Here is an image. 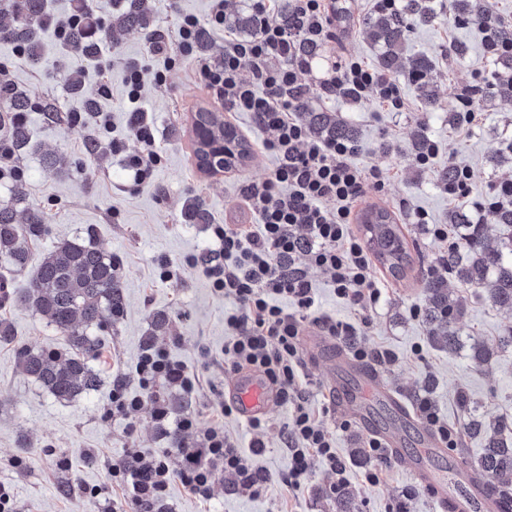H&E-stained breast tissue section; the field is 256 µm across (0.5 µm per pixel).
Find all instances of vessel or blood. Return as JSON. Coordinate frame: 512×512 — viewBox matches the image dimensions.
<instances>
[{"label":"vessel or blood","instance_id":"obj_1","mask_svg":"<svg viewBox=\"0 0 512 512\" xmlns=\"http://www.w3.org/2000/svg\"><path fill=\"white\" fill-rule=\"evenodd\" d=\"M328 385L337 396L338 406L361 425L376 428L372 417L374 407L388 408L393 421L376 428L394 459L405 461L411 474L430 490L440 512H512V502L490 493L487 480L460 465L444 444L428 429L417 431L415 443H408L403 428L411 414L403 401L379 379L375 369L339 354L333 361ZM229 395L239 408V415L249 419L267 414L271 396L255 373L240 375L229 387ZM448 463L447 475H440L435 463Z\"/></svg>","mask_w":512,"mask_h":512}]
</instances>
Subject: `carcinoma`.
Wrapping results in <instances>:
<instances>
[{
  "instance_id": "1",
  "label": "carcinoma",
  "mask_w": 512,
  "mask_h": 512,
  "mask_svg": "<svg viewBox=\"0 0 512 512\" xmlns=\"http://www.w3.org/2000/svg\"><path fill=\"white\" fill-rule=\"evenodd\" d=\"M453 8L457 22L482 26L498 44L512 43V30L476 0H454ZM78 13L81 22L69 31L63 45L72 54L96 60L100 41L90 0H79ZM0 16L5 18L0 24V41L20 46L32 64H39L43 56L41 31L52 23L46 0H0ZM434 19L430 0H403L393 11L380 9L369 17L366 32L374 44L383 48L378 56L380 71L390 73L402 69L401 55L412 24H430ZM151 26L146 0H125L122 12L108 23L110 30L115 27L147 30ZM431 72L428 59L422 56L409 59V78L429 104L434 101L429 83ZM486 89L495 97L512 99V76L499 73ZM486 89L477 87L473 93L482 94ZM31 107L30 94L0 81V121L8 129L14 150H24L30 145L29 130L18 116ZM302 119L318 137L349 142L357 139L356 130L330 110L304 112ZM195 125L202 133L211 129L228 133L207 109L196 113ZM25 197L23 184L18 183L12 197L0 202V267L15 272L25 269L31 245L45 232V217L40 209L34 206L18 209ZM448 221L462 227L463 232L456 246L438 258L436 269L425 282L424 322L432 345L452 353L466 347L471 362L480 366L489 361L496 348L512 345V328L495 343L479 338L464 341L460 328L464 308L450 296L448 279L464 287L481 288L492 306L512 311V205L494 210V222L509 230L507 236L494 241L486 234L485 225L471 223L463 212H449ZM366 230L383 265L396 275L402 274L410 256L400 225L382 214L366 225ZM13 303L45 317L68 347L66 353L44 347L18 349V365L26 376L60 402H72L101 386V374L94 365L103 350L97 332L112 325L124 310L112 256L77 238L61 241L43 257L29 288ZM456 402L464 415L461 431L485 440L483 453L477 460L463 456L461 463L487 477L495 491L503 495L512 493V423L476 415L471 397L465 391L457 394Z\"/></svg>"
}]
</instances>
